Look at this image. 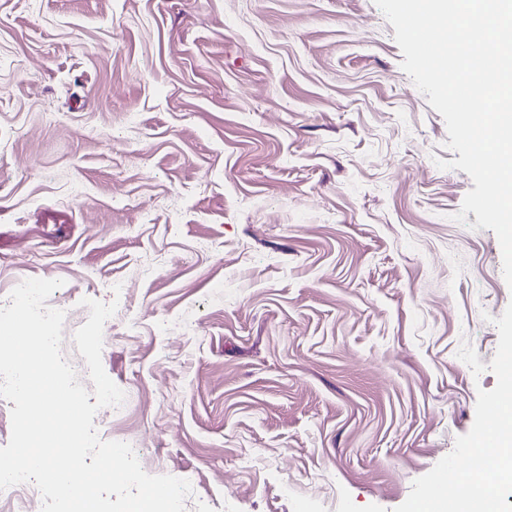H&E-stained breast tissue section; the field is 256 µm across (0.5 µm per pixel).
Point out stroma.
<instances>
[{"mask_svg":"<svg viewBox=\"0 0 512 512\" xmlns=\"http://www.w3.org/2000/svg\"><path fill=\"white\" fill-rule=\"evenodd\" d=\"M394 35L374 0H0V307L62 280L88 388L117 302L95 428L185 512H394L497 384L501 248Z\"/></svg>","mask_w":512,"mask_h":512,"instance_id":"1","label":"stroma"}]
</instances>
